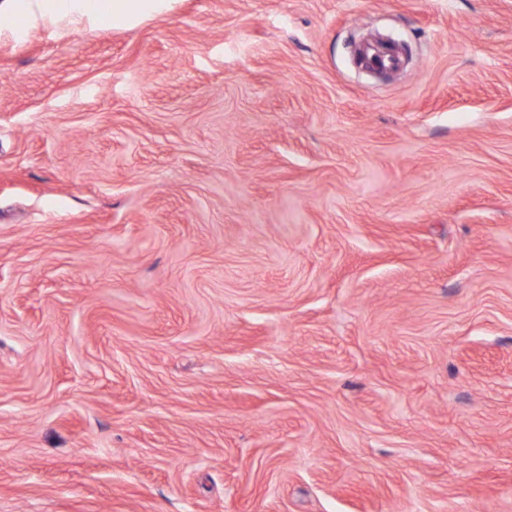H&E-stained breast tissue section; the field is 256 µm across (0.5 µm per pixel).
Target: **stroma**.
I'll return each mask as SVG.
<instances>
[{
	"mask_svg": "<svg viewBox=\"0 0 512 512\" xmlns=\"http://www.w3.org/2000/svg\"><path fill=\"white\" fill-rule=\"evenodd\" d=\"M0 512H512V0L0 28ZM364 55L368 63L376 69H392L400 64V58L375 44L367 43L363 46Z\"/></svg>",
	"mask_w": 512,
	"mask_h": 512,
	"instance_id": "35a3bbf8",
	"label": "stroma"
}]
</instances>
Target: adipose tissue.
<instances>
[{"label":"adipose tissue","instance_id":"ef3b65f1","mask_svg":"<svg viewBox=\"0 0 512 512\" xmlns=\"http://www.w3.org/2000/svg\"><path fill=\"white\" fill-rule=\"evenodd\" d=\"M173 0H19L22 26L16 38H25L37 22H112L129 26L141 18L168 9Z\"/></svg>","mask_w":512,"mask_h":512}]
</instances>
